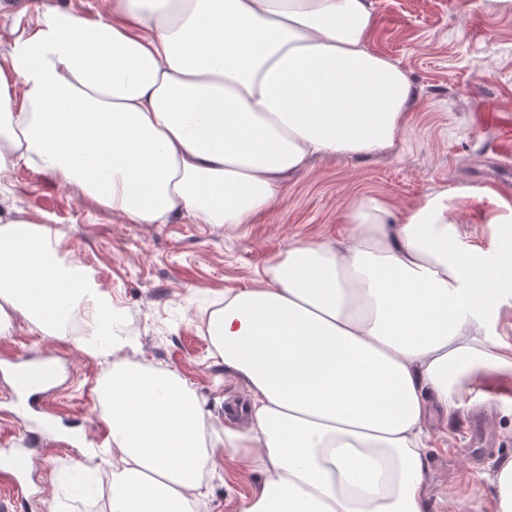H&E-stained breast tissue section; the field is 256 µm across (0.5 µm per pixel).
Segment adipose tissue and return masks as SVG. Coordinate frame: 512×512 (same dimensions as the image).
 <instances>
[{"mask_svg": "<svg viewBox=\"0 0 512 512\" xmlns=\"http://www.w3.org/2000/svg\"><path fill=\"white\" fill-rule=\"evenodd\" d=\"M375 0H102L37 13L0 57V176L25 164L130 224L184 212L246 224L312 160L390 152L412 83L373 51ZM468 187L395 220L366 197L346 240H292L260 285L208 322L244 384L223 437L174 371L123 357L99 380L112 438L108 512H197L217 451L259 470L238 512H427L426 424L475 385L512 378L485 315L512 294V200L464 240ZM113 333L112 299L49 230L0 224V335L61 332L76 307Z\"/></svg>", "mask_w": 512, "mask_h": 512, "instance_id": "adipose-tissue-1", "label": "adipose tissue"}]
</instances>
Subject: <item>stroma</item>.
Segmentation results:
<instances>
[{
	"label": "stroma",
	"instance_id": "stroma-1",
	"mask_svg": "<svg viewBox=\"0 0 512 512\" xmlns=\"http://www.w3.org/2000/svg\"><path fill=\"white\" fill-rule=\"evenodd\" d=\"M464 1L376 0L369 45L397 61L414 88L396 147L365 159L316 160L251 223L201 224L178 215L166 224H127L22 163L0 179V218L46 225L60 254L81 262L110 294L122 339L146 363L177 371L217 428L235 426L227 404L244 389L209 340L210 310L225 290L261 281L290 241L347 237L343 214L364 197L387 201L400 215L434 192L468 186L477 191L463 201L474 221L461 231L488 246L492 229L479 218L490 202L480 191L494 189L495 167L512 155V13L494 10L491 0H468V9ZM46 352L57 369L48 422L26 398H12L13 368L0 367V448L32 458L22 495L0 491V512H106L112 467L98 445L105 425L93 409L92 383L112 355L87 354L72 332L49 335L24 321L0 335V355ZM477 404L494 442L480 463L458 453L466 441L460 421ZM428 429L429 512H493L483 476L512 455V379L475 386L451 413L434 411ZM259 478L217 456L198 512H237Z\"/></svg>",
	"mask_w": 512,
	"mask_h": 512
}]
</instances>
